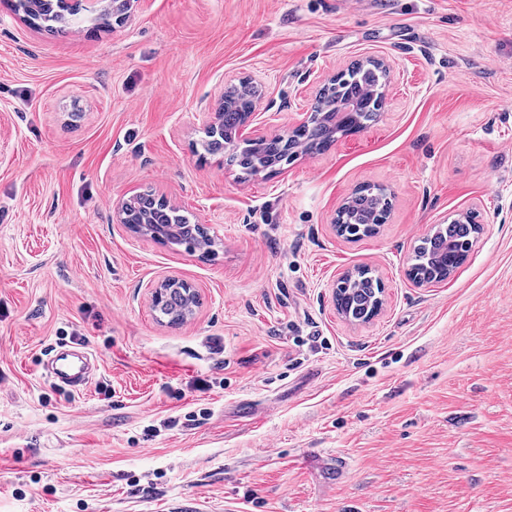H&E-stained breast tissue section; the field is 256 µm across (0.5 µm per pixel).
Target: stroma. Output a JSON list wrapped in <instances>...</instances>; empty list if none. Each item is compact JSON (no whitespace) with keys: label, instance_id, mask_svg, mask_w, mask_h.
<instances>
[{"label":"stroma","instance_id":"obj_1","mask_svg":"<svg viewBox=\"0 0 512 512\" xmlns=\"http://www.w3.org/2000/svg\"><path fill=\"white\" fill-rule=\"evenodd\" d=\"M108 2L51 34L0 0V512H512V0H133L95 28ZM370 57L363 131L252 177L202 151L227 87L272 136ZM368 184L386 223L339 237ZM146 190L212 252L120 224ZM469 212L467 261L414 286V247ZM358 266L367 323L333 303ZM167 278L200 297L177 327ZM61 342L100 361L82 395L41 369ZM351 273L347 271L338 279ZM381 288L380 280L371 275V271L367 268H357L344 281L340 291L336 292V308H339L340 313L346 319L364 322L368 313L375 308ZM381 307L382 299L379 297L378 305L370 319L378 314Z\"/></svg>","mask_w":512,"mask_h":512}]
</instances>
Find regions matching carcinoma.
<instances>
[{"mask_svg":"<svg viewBox=\"0 0 512 512\" xmlns=\"http://www.w3.org/2000/svg\"><path fill=\"white\" fill-rule=\"evenodd\" d=\"M18 10L27 19L50 32H59L75 20L59 13L44 0H18ZM387 77L384 67L368 61L339 75L324 86L312 107L313 117L294 132L295 140L321 151L335 141L336 134L350 128H362L377 118L382 102V86ZM258 91L249 87H230L224 94V124L209 131L201 147L209 155L227 152V141L236 134L247 114L254 110ZM292 158L287 142L271 139L264 142L245 140L229 154L227 162L239 166L244 173L256 175L271 170ZM390 202L386 189L366 185L357 189L336 213V224L342 235L361 239L374 235L375 226L388 217ZM127 224H153L164 228L161 237L174 244L204 248L207 243L196 225L180 209L165 204L144 207L135 199L124 215ZM480 231L475 220L439 224L433 234L421 241L413 256L412 269L422 279L442 282L455 269L456 260L468 257ZM381 282L366 268H357L336 292V307L350 321H365L375 308ZM191 302L176 288H171L160 301L158 314L170 324L184 320Z\"/></svg>","mask_w":512,"mask_h":512,"instance_id":"cac0c4a2","label":"carcinoma"}]
</instances>
